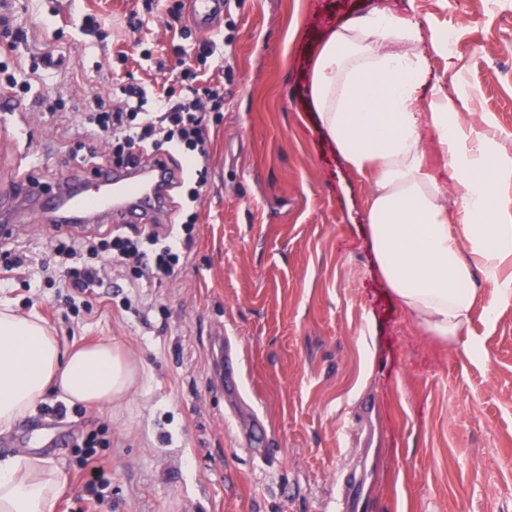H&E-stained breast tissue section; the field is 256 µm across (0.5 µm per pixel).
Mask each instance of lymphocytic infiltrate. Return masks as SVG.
Wrapping results in <instances>:
<instances>
[{
	"label": "lymphocytic infiltrate",
	"instance_id": "1",
	"mask_svg": "<svg viewBox=\"0 0 512 512\" xmlns=\"http://www.w3.org/2000/svg\"><path fill=\"white\" fill-rule=\"evenodd\" d=\"M181 15L180 8L170 9L166 27L180 38L173 51L180 68L182 95L149 90L140 84L123 85L119 88V102L109 104L96 99L95 110L85 116L84 125L117 165L146 167L154 153L173 150L182 154L185 163L175 184L185 188L187 201L193 204L207 184V114L220 111L224 97L219 85L206 76V64L217 54L218 42L207 38L186 43L188 28L182 25ZM197 220V213H189L165 244L154 230L135 238L111 231L84 239L78 245L69 240L58 241L55 252L65 266L64 285L80 293L98 286L101 279L92 261L103 256L108 257L114 269H127L134 281L148 272L158 278L170 276L189 258ZM150 244L155 245V252H147Z\"/></svg>",
	"mask_w": 512,
	"mask_h": 512
}]
</instances>
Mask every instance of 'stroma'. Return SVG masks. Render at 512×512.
I'll return each mask as SVG.
<instances>
[{
  "label": "stroma",
  "mask_w": 512,
  "mask_h": 512,
  "mask_svg": "<svg viewBox=\"0 0 512 512\" xmlns=\"http://www.w3.org/2000/svg\"><path fill=\"white\" fill-rule=\"evenodd\" d=\"M133 32L134 0H9L29 42L0 55L63 65L34 79L0 120V195L18 151L55 192L91 181L80 117L120 85L179 93L164 9ZM378 0H229L214 24L224 104L211 113L208 182L189 260L138 287L112 274L66 299L51 270L50 226L18 234L24 268L0 302L40 315L62 345L112 340L139 364L112 408L56 399L0 435V454L53 459L66 488L54 512H85L83 441L97 435L108 485L102 512H331L351 463L354 416L371 410L377 445L370 512H512V268L475 274L472 334L447 342L404 314L373 266L360 223L371 187L350 176L306 112L308 59L332 25ZM422 31L455 30L457 54L431 56L435 82L475 131L512 141V0H393ZM102 19L89 32L86 16ZM150 49L152 60L140 57ZM59 99L38 114L35 95ZM234 362L220 381L211 333ZM479 353H472V342Z\"/></svg>",
  "instance_id": "obj_1"
}]
</instances>
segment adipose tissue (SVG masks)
<instances>
[{"mask_svg": "<svg viewBox=\"0 0 512 512\" xmlns=\"http://www.w3.org/2000/svg\"><path fill=\"white\" fill-rule=\"evenodd\" d=\"M443 32L423 33L391 6L330 29L318 46L308 106L345 168L367 179L364 214L375 266L428 334L470 335L478 300L474 270L495 285L512 265V144L467 126L431 79ZM437 135L452 184L428 169L423 126ZM135 360L112 345L63 350L37 314L0 305V434L34 415L47 395L68 404L112 406L138 381ZM65 486L51 459L0 456V512H53Z\"/></svg>", "mask_w": 512, "mask_h": 512, "instance_id": "ef3b65f1", "label": "adipose tissue"}]
</instances>
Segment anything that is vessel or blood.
<instances>
[{
  "mask_svg": "<svg viewBox=\"0 0 512 512\" xmlns=\"http://www.w3.org/2000/svg\"><path fill=\"white\" fill-rule=\"evenodd\" d=\"M194 23L204 33L213 28L215 18L224 9V0H192ZM168 155H159L149 173L131 174L122 169L101 168L95 176L96 190H82L69 203L46 197L39 180L29 168L15 167L12 178L20 188V200L0 198V240L12 237L10 224L14 212L21 206L40 205L52 213L56 227L75 231L101 215L112 217L114 226L137 223L142 215L162 211L167 207L170 189ZM355 467L340 480L338 512H364L368 449H355Z\"/></svg>",
  "mask_w": 512,
  "mask_h": 512,
  "instance_id": "1",
  "label": "vessel or blood"
}]
</instances>
